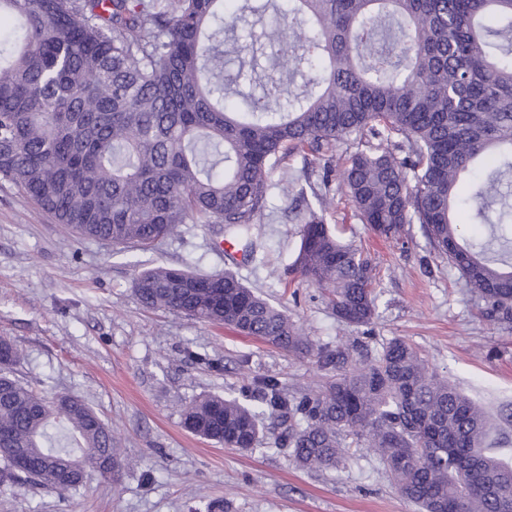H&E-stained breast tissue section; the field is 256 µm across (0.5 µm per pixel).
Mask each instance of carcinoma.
<instances>
[{
  "instance_id": "1",
  "label": "carcinoma",
  "mask_w": 512,
  "mask_h": 512,
  "mask_svg": "<svg viewBox=\"0 0 512 512\" xmlns=\"http://www.w3.org/2000/svg\"><path fill=\"white\" fill-rule=\"evenodd\" d=\"M290 2L283 14L276 0H242L226 15L224 0H0V178L82 238L151 247L183 224H222L251 251L282 155L347 144L343 185L360 221L395 241L421 225L483 316L511 330L512 0ZM270 9L283 19L265 34L274 64L250 57L239 76L261 91L232 111L215 64L224 34ZM477 171L467 201L487 233L467 238L453 209ZM300 221L291 268L333 285L340 322L373 325L369 259L312 205ZM133 290L148 309L234 327L324 373L320 389L291 396L259 379L255 404L202 395L182 408L195 435L257 450L268 416L298 467L338 469L368 448L420 512H512L507 440L413 344L391 338L366 360L360 339L321 346L230 271L160 266ZM19 359L0 336V482L67 493L89 468L112 473L119 449L100 415L16 379Z\"/></svg>"
}]
</instances>
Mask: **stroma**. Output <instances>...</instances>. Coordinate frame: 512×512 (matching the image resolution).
<instances>
[{"label": "stroma", "mask_w": 512, "mask_h": 512, "mask_svg": "<svg viewBox=\"0 0 512 512\" xmlns=\"http://www.w3.org/2000/svg\"><path fill=\"white\" fill-rule=\"evenodd\" d=\"M346 145L316 158L288 153L271 172L251 255H226L218 224L182 225L144 250L83 239L38 214L0 180V336L21 352L14 376L47 397L85 400L110 426L122 463L110 477L90 473L66 495L23 483L0 485V512H416L399 496L369 449L337 470L295 468L287 451H243L203 440L182 423L181 406L204 394L243 397L257 378L289 392L311 390L323 374L224 325L145 310L133 280L156 266L233 272L322 345L349 344L362 329L340 323L328 288L288 267L300 244L295 212L322 197V215L342 241L369 252L377 274L374 344L408 339L432 367L484 406L495 421L512 414V332L481 318L457 270L428 245L420 225L406 242L362 224L340 190ZM292 185L283 193V185Z\"/></svg>", "instance_id": "35a3bbf8"}]
</instances>
